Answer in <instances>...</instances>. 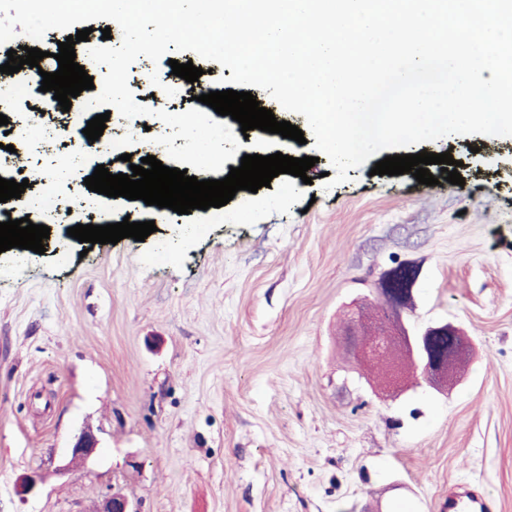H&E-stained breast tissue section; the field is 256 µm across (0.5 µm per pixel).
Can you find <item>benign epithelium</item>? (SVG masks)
<instances>
[{
  "label": "benign epithelium",
  "instance_id": "benign-epithelium-1",
  "mask_svg": "<svg viewBox=\"0 0 512 512\" xmlns=\"http://www.w3.org/2000/svg\"><path fill=\"white\" fill-rule=\"evenodd\" d=\"M417 269H411L406 278L400 277V268L386 273L381 284V296L390 309L387 327L370 331L357 320L349 322L344 331L343 343L350 356L358 363L377 362L380 367L378 389L387 395L402 394L409 381L412 368L421 370L426 383L438 390L455 385L460 378L462 360L472 351L468 337L448 322L430 323L421 328H410L400 316L401 303L413 296ZM456 336L459 344L444 353L431 347L434 336ZM99 439L92 427L86 426L77 433L70 447L72 460L83 462L98 448ZM98 512H139L131 498L122 493L105 495Z\"/></svg>",
  "mask_w": 512,
  "mask_h": 512
}]
</instances>
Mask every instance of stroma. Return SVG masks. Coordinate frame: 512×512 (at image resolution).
Here are the masks:
<instances>
[{"mask_svg":"<svg viewBox=\"0 0 512 512\" xmlns=\"http://www.w3.org/2000/svg\"><path fill=\"white\" fill-rule=\"evenodd\" d=\"M172 79L167 61L129 69ZM27 88L5 109L52 135L33 169L71 148L68 120ZM266 154L316 157L309 182L281 174L221 211L167 212L113 200L79 206L84 175L44 254L0 253V512H96L122 492L139 512H446L448 489L477 485L488 512H512V137H445L419 147L460 161L465 184L373 174L374 160L325 189L313 143L250 134ZM155 221L146 240L83 245L70 224ZM414 262L413 325L445 320L472 345L463 380L378 398L341 336L351 310L380 314L382 275ZM101 445L69 446L84 426ZM43 477L23 497L21 477ZM99 439L92 427L86 426L77 433L70 447L72 460L84 462L98 448Z\"/></svg>","mask_w":512,"mask_h":512,"instance_id":"1","label":"stroma"}]
</instances>
